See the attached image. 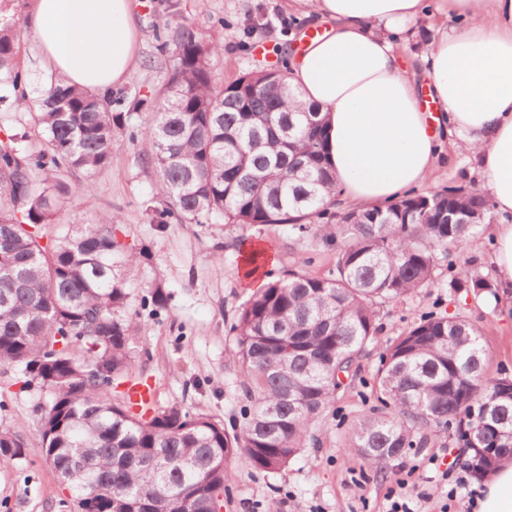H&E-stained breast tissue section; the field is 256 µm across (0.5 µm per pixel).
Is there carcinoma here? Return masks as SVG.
<instances>
[{"instance_id": "carcinoma-1", "label": "carcinoma", "mask_w": 512, "mask_h": 512, "mask_svg": "<svg viewBox=\"0 0 512 512\" xmlns=\"http://www.w3.org/2000/svg\"><path fill=\"white\" fill-rule=\"evenodd\" d=\"M13 0H0V111L26 105L28 77L17 65ZM173 24L161 51L169 72L148 100L103 94L52 79L38 90L43 145L11 127L0 141V364L16 365L23 387L47 392L38 440L79 512H215L242 454L259 472L288 466L316 419L375 342L380 310L433 283L438 254L451 255L491 222L475 186L409 194L384 205L338 213L336 180L325 152V121L288 82V69L252 71L221 87L213 78L220 40L165 7ZM147 111L142 125L134 113ZM149 143L165 207L159 223L286 224L304 239L336 248L335 267L316 277L291 269L256 289L229 327L246 399L232 434L204 414L172 407L135 413L112 388L132 369V321L166 308L155 285L131 289L147 245L126 249L112 217L48 227L73 188L59 174L92 177L112 160L115 133ZM467 220L448 223V211ZM451 287L497 294L499 285L466 266ZM482 329L467 316L429 315L382 352L372 393L346 447L367 464L424 448L453 429L483 479L512 457V377L488 375ZM111 375L103 386L92 371ZM83 449L78 475L72 459ZM24 458L20 436L0 432V460Z\"/></svg>"}]
</instances>
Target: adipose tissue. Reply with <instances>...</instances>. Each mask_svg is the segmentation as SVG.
<instances>
[{
  "instance_id": "adipose-tissue-1",
  "label": "adipose tissue",
  "mask_w": 512,
  "mask_h": 512,
  "mask_svg": "<svg viewBox=\"0 0 512 512\" xmlns=\"http://www.w3.org/2000/svg\"><path fill=\"white\" fill-rule=\"evenodd\" d=\"M322 35L289 62L290 84L326 118L327 153L345 200L382 204L421 185L439 135L466 154L502 220L495 263L512 283V0H444L446 28L421 55L427 85L398 52L424 0H297ZM25 24L56 77L94 92L136 63L132 0H26ZM428 92L443 114L433 129ZM479 512H512V462L483 484Z\"/></svg>"
}]
</instances>
